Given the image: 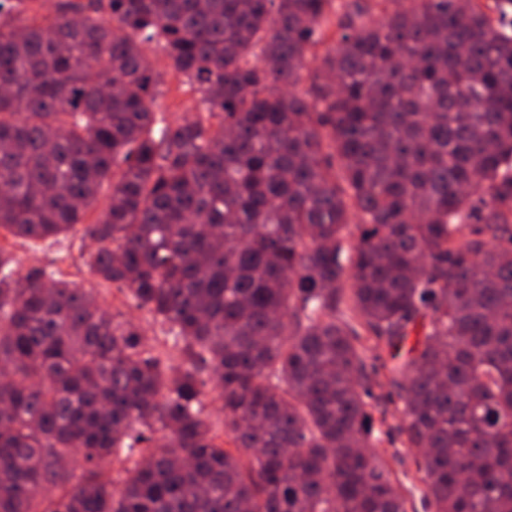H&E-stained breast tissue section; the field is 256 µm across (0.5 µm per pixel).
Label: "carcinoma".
<instances>
[{
	"mask_svg": "<svg viewBox=\"0 0 512 512\" xmlns=\"http://www.w3.org/2000/svg\"><path fill=\"white\" fill-rule=\"evenodd\" d=\"M511 14L0 0V232L174 335L0 246V512H407L392 430L430 512H512ZM143 52L162 80L159 87L161 95L158 99L160 108H153L157 115L174 122L182 115L181 112H194L195 103L192 97L184 92L178 78L168 70L167 59L162 49L153 44L144 45ZM2 245L9 246L20 261V269L23 271L30 265L54 262L51 267L63 273V277L73 282L79 288H97L99 297L105 301L114 312H120L124 318L132 319L140 325L152 343L161 350L170 349L165 343L164 329L153 322L151 314L146 309L130 307L125 296L115 285L110 286L96 280H91L85 270H81L78 257L77 244L71 245L68 241L54 243L49 241L22 242L10 236L1 239ZM371 449L390 460L398 476V489L408 499V512H426L424 486L415 471L412 449L402 443L396 432L384 436L377 448Z\"/></svg>",
	"mask_w": 512,
	"mask_h": 512,
	"instance_id": "1",
	"label": "carcinoma"
}]
</instances>
